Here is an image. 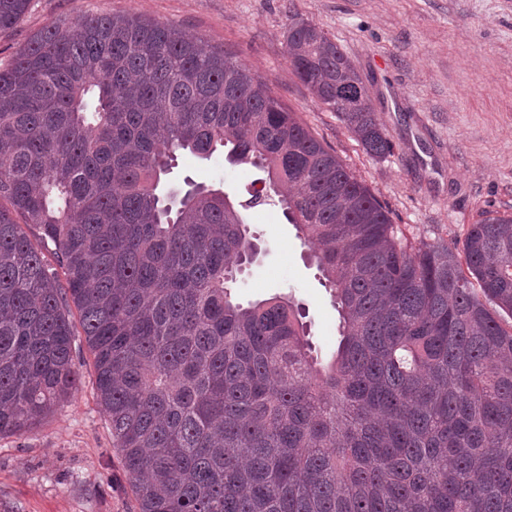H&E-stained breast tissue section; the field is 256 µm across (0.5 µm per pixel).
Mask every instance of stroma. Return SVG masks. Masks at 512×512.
<instances>
[{
	"mask_svg": "<svg viewBox=\"0 0 512 512\" xmlns=\"http://www.w3.org/2000/svg\"><path fill=\"white\" fill-rule=\"evenodd\" d=\"M97 13L168 23L233 53L364 182L412 244L461 243L482 211L512 209V0H31L25 17L0 32V64L46 25ZM294 17L322 28L357 67L389 154H367L293 75L285 30ZM266 178L221 154L181 155L166 186L189 179L245 205L259 252L238 273L235 299L292 298L319 356L330 360L339 314L277 196L251 205ZM73 356L81 377L74 395L38 427L0 436V512H134L84 337H75Z\"/></svg>",
	"mask_w": 512,
	"mask_h": 512,
	"instance_id": "stroma-1",
	"label": "stroma"
}]
</instances>
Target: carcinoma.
<instances>
[{
  "mask_svg": "<svg viewBox=\"0 0 512 512\" xmlns=\"http://www.w3.org/2000/svg\"><path fill=\"white\" fill-rule=\"evenodd\" d=\"M30 0H0V31ZM289 63L371 155L392 144L319 26ZM227 152L267 172L341 317L322 364L293 302L243 306L254 249L224 192L158 186ZM39 229L36 246L23 226ZM137 512H512V213L462 247L388 211L223 49L136 15H78L0 67V436L80 385L70 305Z\"/></svg>",
  "mask_w": 512,
  "mask_h": 512,
  "instance_id": "cac0c4a2",
  "label": "carcinoma"
}]
</instances>
